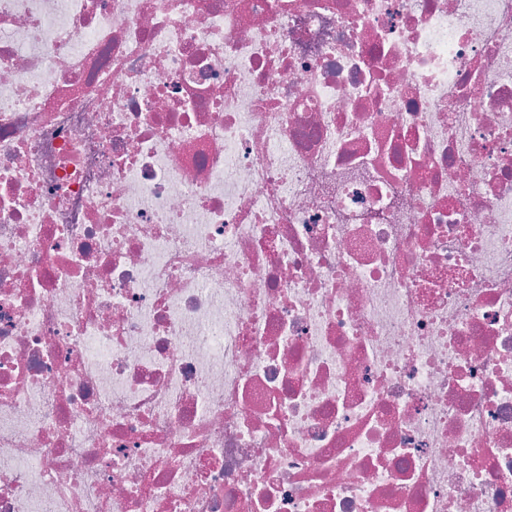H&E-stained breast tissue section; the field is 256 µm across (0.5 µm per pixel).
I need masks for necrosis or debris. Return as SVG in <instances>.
Returning a JSON list of instances; mask_svg holds the SVG:
<instances>
[{
  "instance_id": "obj_1",
  "label": "necrosis or debris",
  "mask_w": 512,
  "mask_h": 512,
  "mask_svg": "<svg viewBox=\"0 0 512 512\" xmlns=\"http://www.w3.org/2000/svg\"><path fill=\"white\" fill-rule=\"evenodd\" d=\"M0 512H512V0H0Z\"/></svg>"
}]
</instances>
